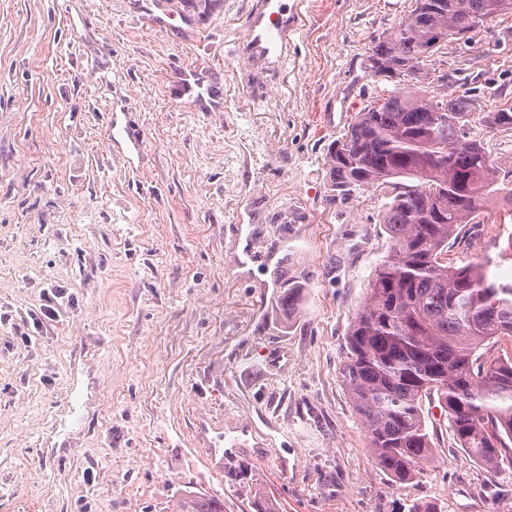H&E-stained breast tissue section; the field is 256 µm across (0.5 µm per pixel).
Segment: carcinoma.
<instances>
[{"label":"carcinoma","instance_id":"carcinoma-1","mask_svg":"<svg viewBox=\"0 0 512 512\" xmlns=\"http://www.w3.org/2000/svg\"><path fill=\"white\" fill-rule=\"evenodd\" d=\"M509 13L512 0H415L405 20L371 40L366 61L388 78L425 77L431 41L442 39L439 50L467 45L465 18L487 25ZM475 121L512 129V106L482 112L477 95L391 91L356 113L326 160L331 204L393 185L379 215L391 252L350 325L340 376L371 456L399 483L435 458L423 411L433 395L469 458L492 471L512 467V351L484 350L512 341V287L491 279L485 262L448 265V248L481 223L486 202L512 217V167L479 159ZM173 512H224V500L188 496Z\"/></svg>","mask_w":512,"mask_h":512}]
</instances>
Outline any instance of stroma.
I'll return each mask as SVG.
<instances>
[{
	"label": "stroma",
	"instance_id": "obj_1",
	"mask_svg": "<svg viewBox=\"0 0 512 512\" xmlns=\"http://www.w3.org/2000/svg\"><path fill=\"white\" fill-rule=\"evenodd\" d=\"M144 2L0 0V512H170L184 490L224 512H512V468L471 462L435 400L437 455L394 482L339 377L389 192L329 205L326 154L393 90L365 56L411 0H306L287 72L262 75L230 55L252 0H170L189 33ZM192 68L223 111L183 94ZM427 68L428 96L512 103V16ZM511 234L475 225L448 260L512 284Z\"/></svg>",
	"mask_w": 512,
	"mask_h": 512
}]
</instances>
